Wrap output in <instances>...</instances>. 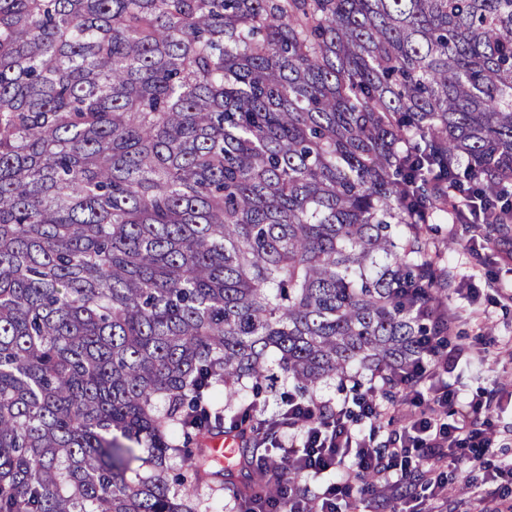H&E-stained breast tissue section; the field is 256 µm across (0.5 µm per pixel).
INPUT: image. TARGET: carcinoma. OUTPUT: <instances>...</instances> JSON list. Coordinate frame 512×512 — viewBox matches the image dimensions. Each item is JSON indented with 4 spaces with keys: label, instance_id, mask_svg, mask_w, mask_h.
<instances>
[{
    "label": "carcinoma",
    "instance_id": "cac0c4a2",
    "mask_svg": "<svg viewBox=\"0 0 512 512\" xmlns=\"http://www.w3.org/2000/svg\"><path fill=\"white\" fill-rule=\"evenodd\" d=\"M423 215L512 227V0H0V512L313 503L218 387L399 396ZM197 496L211 506L212 512H236L243 510L224 489L212 484H198L196 487Z\"/></svg>",
    "mask_w": 512,
    "mask_h": 512
}]
</instances>
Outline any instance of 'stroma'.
<instances>
[{
	"instance_id": "stroma-1",
	"label": "stroma",
	"mask_w": 512,
	"mask_h": 512,
	"mask_svg": "<svg viewBox=\"0 0 512 512\" xmlns=\"http://www.w3.org/2000/svg\"><path fill=\"white\" fill-rule=\"evenodd\" d=\"M434 242L459 283L448 296L449 304L475 311L476 316L458 326L465 353L425 390L422 404H409L408 410L417 413L433 405L436 391L446 387L461 401L487 404L488 452L469 467L454 463L442 472L451 488L450 512H493L502 498L512 495V479H485L499 463H512V303L504 299L512 291V277L506 272L512 235L491 246L473 225L444 222Z\"/></svg>"
}]
</instances>
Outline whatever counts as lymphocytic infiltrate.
I'll return each instance as SVG.
<instances>
[{
	"label": "lymphocytic infiltrate",
	"mask_w": 512,
	"mask_h": 512,
	"mask_svg": "<svg viewBox=\"0 0 512 512\" xmlns=\"http://www.w3.org/2000/svg\"><path fill=\"white\" fill-rule=\"evenodd\" d=\"M377 389L376 382H368L361 386L355 401L344 400L332 405L333 418L327 424L321 420L325 405L316 398L289 403L287 411L277 414V423L286 438L283 470L329 478L320 492L322 512H335L337 501L350 489L349 480L340 472L346 458H353L357 468L373 474L394 497L400 485L392 481L391 476L407 474L409 457L416 449H423L428 459L439 462L451 454H468L477 458L485 448L479 433L467 425L470 415L478 412V405L458 404L454 393L446 390L439 401L451 408L455 416L453 422L439 418L410 420L394 439L392 448L386 454H378L370 444L357 440L355 427L348 423L349 407L355 402L359 405L363 424L376 427L385 413L376 396Z\"/></svg>",
	"instance_id": "f902f5d3"
}]
</instances>
